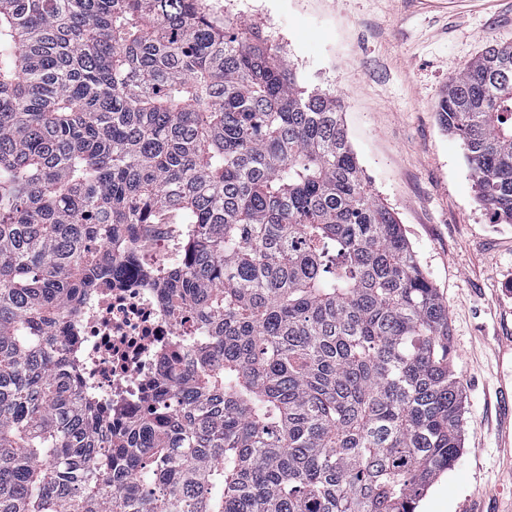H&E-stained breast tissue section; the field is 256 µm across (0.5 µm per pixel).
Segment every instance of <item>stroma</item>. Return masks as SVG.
<instances>
[{
  "label": "stroma",
  "mask_w": 512,
  "mask_h": 512,
  "mask_svg": "<svg viewBox=\"0 0 512 512\" xmlns=\"http://www.w3.org/2000/svg\"><path fill=\"white\" fill-rule=\"evenodd\" d=\"M263 29L308 88L340 100L369 192L394 212L448 305L463 395L462 460L418 512H512V463L498 448L512 384V224L477 197L461 141L436 106L491 42L512 43V0H209Z\"/></svg>",
  "instance_id": "stroma-1"
}]
</instances>
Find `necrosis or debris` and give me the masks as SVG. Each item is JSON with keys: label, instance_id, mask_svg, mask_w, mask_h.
Segmentation results:
<instances>
[{"label": "necrosis or debris", "instance_id": "1", "mask_svg": "<svg viewBox=\"0 0 512 512\" xmlns=\"http://www.w3.org/2000/svg\"><path fill=\"white\" fill-rule=\"evenodd\" d=\"M179 233L170 224L140 225L125 275L94 290L72 330L69 359L82 388L94 391L100 420L116 429L152 407L164 357L200 333L190 312L173 313L163 301L167 272L182 257L180 246L151 250L156 240Z\"/></svg>", "mask_w": 512, "mask_h": 512}]
</instances>
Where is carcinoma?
Listing matches in <instances>:
<instances>
[{"label": "carcinoma", "instance_id": "carcinoma-1", "mask_svg": "<svg viewBox=\"0 0 512 512\" xmlns=\"http://www.w3.org/2000/svg\"><path fill=\"white\" fill-rule=\"evenodd\" d=\"M440 125L512 223V44ZM201 336L114 435L63 341L135 225ZM448 305L341 104L207 0H0V512H415L462 455Z\"/></svg>", "mask_w": 512, "mask_h": 512}]
</instances>
